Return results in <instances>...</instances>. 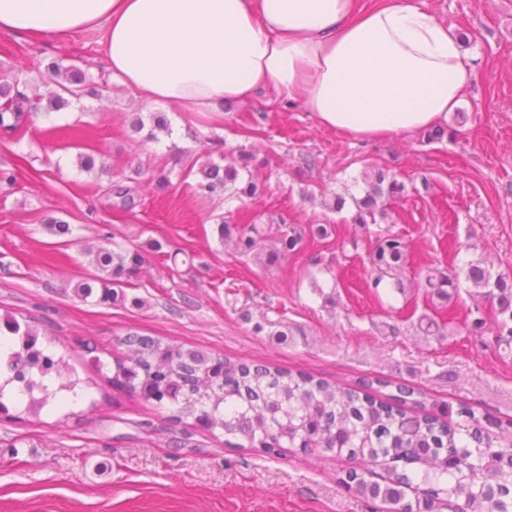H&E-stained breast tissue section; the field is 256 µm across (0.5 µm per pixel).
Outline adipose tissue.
I'll return each mask as SVG.
<instances>
[{
    "mask_svg": "<svg viewBox=\"0 0 512 512\" xmlns=\"http://www.w3.org/2000/svg\"><path fill=\"white\" fill-rule=\"evenodd\" d=\"M85 28L122 86L185 112L265 96L381 139L446 126L465 94L460 37L414 0H0L19 40Z\"/></svg>",
    "mask_w": 512,
    "mask_h": 512,
    "instance_id": "adipose-tissue-1",
    "label": "adipose tissue"
}]
</instances>
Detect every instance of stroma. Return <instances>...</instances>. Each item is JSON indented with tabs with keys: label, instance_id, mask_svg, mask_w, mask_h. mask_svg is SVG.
I'll list each match as a JSON object with an SVG mask.
<instances>
[{
	"label": "stroma",
	"instance_id": "35a3bbf8",
	"mask_svg": "<svg viewBox=\"0 0 512 512\" xmlns=\"http://www.w3.org/2000/svg\"><path fill=\"white\" fill-rule=\"evenodd\" d=\"M416 2L463 34L470 61L459 106L467 119L449 117L434 143L419 131L356 138L319 125L302 104L264 97L205 118L166 107L172 136L148 140L131 132L127 115L155 107L113 80L103 30L40 42L0 32V77L29 89L46 80L44 63L61 59L108 87L103 98L30 114L23 139L0 134V316L35 326L91 381L86 404L0 418V512H392L336 481L368 461L228 446L112 383L131 333L352 385L382 377L512 422V350L472 330L470 284L445 306L415 285L425 266L456 270L478 257L512 275V0ZM242 148L255 154L265 191L232 214L196 193L188 168ZM91 150L106 171L79 169L78 155ZM376 165L412 187L384 223L365 230L350 210L321 207L320 196ZM160 169L171 173L162 192L153 181ZM127 176L130 210L109 192ZM424 181L428 191L416 193ZM227 214L241 224L284 219L334 230L267 266L218 243L214 222ZM51 216L72 235L51 234ZM385 230L408 245L403 294L365 286L372 236ZM88 245L143 255L124 302L76 297L93 272ZM424 313L445 322L443 337L418 336Z\"/></svg>",
	"mask_w": 512,
	"mask_h": 512
}]
</instances>
